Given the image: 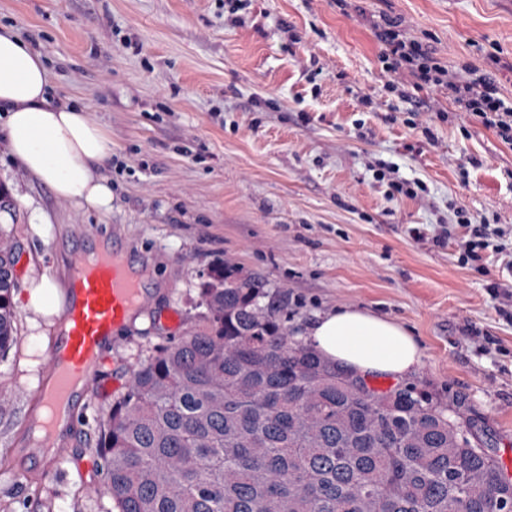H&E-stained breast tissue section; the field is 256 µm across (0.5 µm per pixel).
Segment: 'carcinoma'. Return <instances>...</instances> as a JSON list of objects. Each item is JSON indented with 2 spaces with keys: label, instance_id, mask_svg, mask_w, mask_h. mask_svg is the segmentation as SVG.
Masks as SVG:
<instances>
[{
  "label": "carcinoma",
  "instance_id": "carcinoma-1",
  "mask_svg": "<svg viewBox=\"0 0 512 512\" xmlns=\"http://www.w3.org/2000/svg\"><path fill=\"white\" fill-rule=\"evenodd\" d=\"M21 244L0 229V357ZM206 327L160 346L100 424L116 512H512V477L456 419L377 391L290 336L264 283L222 263Z\"/></svg>",
  "mask_w": 512,
  "mask_h": 512
}]
</instances>
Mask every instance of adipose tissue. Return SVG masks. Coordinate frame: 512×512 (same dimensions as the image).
<instances>
[{
  "label": "adipose tissue",
  "mask_w": 512,
  "mask_h": 512,
  "mask_svg": "<svg viewBox=\"0 0 512 512\" xmlns=\"http://www.w3.org/2000/svg\"><path fill=\"white\" fill-rule=\"evenodd\" d=\"M51 83L41 54L0 25V134L12 158L76 210L111 212L112 185L100 170L112 140L83 108L51 103ZM308 335L322 357L361 375L401 378L422 358L408 328L364 309L327 311Z\"/></svg>",
  "instance_id": "obj_1"
}]
</instances>
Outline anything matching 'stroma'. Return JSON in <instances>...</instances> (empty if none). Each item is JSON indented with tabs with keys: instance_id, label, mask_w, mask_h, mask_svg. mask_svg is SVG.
Here are the masks:
<instances>
[{
	"instance_id": "obj_1",
	"label": "stroma",
	"mask_w": 512,
	"mask_h": 512,
	"mask_svg": "<svg viewBox=\"0 0 512 512\" xmlns=\"http://www.w3.org/2000/svg\"><path fill=\"white\" fill-rule=\"evenodd\" d=\"M385 19L450 73L491 71L512 99V0H0V23L42 55L54 102L84 107L112 138L104 216L56 199L0 137L15 205L0 227L21 243L15 342L0 359L14 393L0 415V512H113L97 491L99 424L140 361L203 328L200 284L226 261L287 299L299 341L346 306L405 325L421 363L368 386L462 412L512 473V249L488 253L483 271L462 267L468 229L455 216L512 231V145L390 72L372 30ZM396 182L422 189L406 197ZM36 209L49 240L30 228ZM101 236L144 267L149 305L100 371L113 388L84 411L58 477L27 485L11 451L27 440L51 334L25 305L28 285L64 281V252Z\"/></svg>"
}]
</instances>
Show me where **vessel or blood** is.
Segmentation results:
<instances>
[{"instance_id":"vessel-or-blood-1","label":"vessel or blood","mask_w":512,"mask_h":512,"mask_svg":"<svg viewBox=\"0 0 512 512\" xmlns=\"http://www.w3.org/2000/svg\"><path fill=\"white\" fill-rule=\"evenodd\" d=\"M146 305L131 264L112 247L93 257L73 255L60 301L62 326L48 339L46 375L32 398L31 417L50 445L14 451L26 480L55 479L69 436L97 387L99 366L129 318Z\"/></svg>"}]
</instances>
